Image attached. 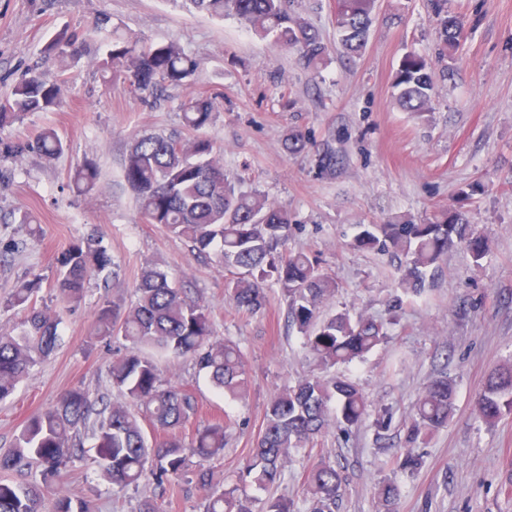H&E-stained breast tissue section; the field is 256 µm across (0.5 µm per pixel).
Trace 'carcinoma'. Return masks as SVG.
<instances>
[{
	"instance_id": "cac0c4a2",
	"label": "carcinoma",
	"mask_w": 512,
	"mask_h": 512,
	"mask_svg": "<svg viewBox=\"0 0 512 512\" xmlns=\"http://www.w3.org/2000/svg\"><path fill=\"white\" fill-rule=\"evenodd\" d=\"M195 9L215 18L233 17L297 54L307 66L322 63L326 46L317 29L296 10L295 0H187ZM439 21L442 48L453 54L465 37L460 17L448 14L447 0H431ZM378 0H334L340 44L348 54L361 53L373 23ZM76 33L62 31L45 52L64 63L81 53ZM110 79L128 83L144 103H151L166 86H184L200 68V61L177 40L143 44L117 37L107 44L99 61ZM394 87L407 112L422 116L431 109L435 90L431 66L416 55L400 65ZM63 82H49L36 73L18 82L10 99L0 105V128L20 121L30 112H50L61 103ZM221 95L198 93L179 105L184 126L195 136L179 139L142 135L126 155L123 178L136 196L142 218L161 225L168 234L190 243L191 253L208 258L232 273L225 294L235 308L257 315L268 305V283L280 286L291 322L304 337L322 376L297 380L268 401L263 421L245 463L227 487L214 481L208 463L223 457L230 417L195 430L190 444L180 430L197 414L193 394L162 379L159 362L189 360L211 385L230 400L241 399L248 387V359L235 341L214 336L208 307L176 288L158 263L148 264L134 285V300L121 306L102 301L93 322L95 335L120 336L124 353L113 358L108 380L121 401L94 399L88 391L72 388L56 404L32 413L10 451L0 456V471L36 463L39 474L25 482L0 480V512H44L45 493L60 486L68 468L78 459L84 439L92 441L100 476L118 490L137 487L146 478L158 486L191 472L207 489L203 512H300L285 497L264 499L248 494L247 486L265 490L277 484L293 453L307 448L332 423L348 426L368 415V400L351 380L329 376L338 365L361 361L389 339L383 319L353 318L337 312L319 319L324 304L334 296L335 279L317 258L304 252H284L292 220L288 210L270 202L256 189L244 190L224 173L221 150L199 131L208 126ZM288 153L310 145L301 130L284 140ZM64 151L57 131L45 128L31 141L5 142L1 158L26 152L52 159ZM96 167L85 162L70 177L79 193L93 189ZM354 246L390 254L399 260L398 288L419 295L428 275L438 271L448 250L461 246L474 263L489 252V240L469 223L466 212L445 210L424 223L362 224ZM56 291L71 308L79 304L85 285L113 265L100 240L89 235L71 244L58 257ZM40 279L21 280L9 305L20 307L24 318L10 329H0V401L10 397L31 367L58 347L59 320L37 307L34 299ZM456 390L446 376L434 378L419 397L408 439L416 442L448 423ZM479 417L492 425L512 411V361L488 377L476 402ZM150 425L145 432L142 422ZM311 504L308 512H336L341 476L329 459L313 463L307 474ZM381 512L400 496L395 481L385 478L376 490ZM52 512H97L91 498L58 494Z\"/></svg>"
}]
</instances>
